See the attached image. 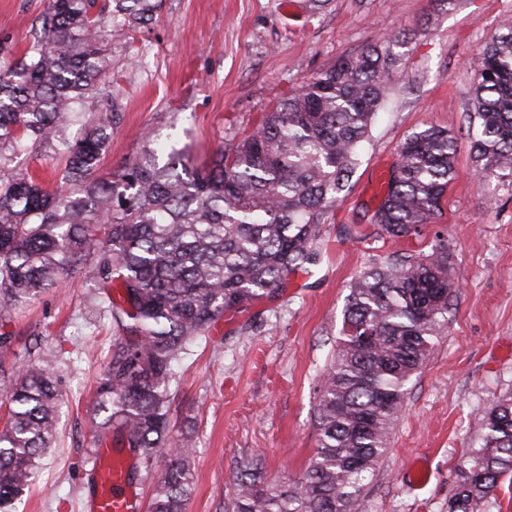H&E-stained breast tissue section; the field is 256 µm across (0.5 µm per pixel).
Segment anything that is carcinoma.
<instances>
[{"instance_id": "obj_1", "label": "carcinoma", "mask_w": 512, "mask_h": 512, "mask_svg": "<svg viewBox=\"0 0 512 512\" xmlns=\"http://www.w3.org/2000/svg\"><path fill=\"white\" fill-rule=\"evenodd\" d=\"M164 0H49L21 54L0 39V348L13 312L85 272L112 322V348L94 394L98 439L114 433L151 471L148 512H186L195 491L194 436H173L174 364L226 317L273 300L321 259L323 224L346 191L377 113L401 76L398 37L383 35L274 101L251 130H235L210 161L147 136L114 175L98 176L116 115L87 119V100L109 104L107 15L138 31ZM467 139L480 186L512 187V20L472 59ZM81 130L74 139L69 131ZM38 148L65 160L49 187L10 166ZM458 139L429 127L400 143L370 230L347 239L421 237L456 176ZM458 288L448 237L431 251L394 253L349 286L332 363L319 383L316 448L294 489L242 465L232 512H358L364 481L387 449L404 401ZM60 384L54 360L20 373L0 366V512L33 488L54 442ZM480 446L458 468L448 512H488L512 473V394L481 420Z\"/></svg>"}]
</instances>
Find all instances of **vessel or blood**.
Instances as JSON below:
<instances>
[{"mask_svg":"<svg viewBox=\"0 0 512 512\" xmlns=\"http://www.w3.org/2000/svg\"><path fill=\"white\" fill-rule=\"evenodd\" d=\"M91 474L95 493L89 503V512H141L140 500L126 490L128 470L123 461L99 455Z\"/></svg>","mask_w":512,"mask_h":512,"instance_id":"1","label":"vessel or blood"}]
</instances>
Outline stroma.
I'll use <instances>...</instances> for the list:
<instances>
[{
	"instance_id": "obj_1",
	"label": "stroma",
	"mask_w": 512,
	"mask_h": 512,
	"mask_svg": "<svg viewBox=\"0 0 512 512\" xmlns=\"http://www.w3.org/2000/svg\"><path fill=\"white\" fill-rule=\"evenodd\" d=\"M46 7L47 0H0V37L23 52ZM508 17L512 0H330L315 15L304 0H165L134 39L108 23L119 121L104 175L118 172L153 130L204 164L230 131L253 125L312 73L383 34L404 40L403 78L323 226L320 265L290 280L277 301L222 324L175 366L171 422L192 430L197 442L188 512H228L241 461L262 460L266 478L285 486L306 468L316 446L317 387L348 285L398 249L341 238V227L369 224L381 199L372 187L377 171L390 169L407 134L432 125L459 136L457 177L441 217L413 246L428 250L436 230L446 229L461 288L448 329L410 384L388 449L365 483L361 512H448L457 468L478 445L482 416L512 392V190L485 202L463 136L471 58ZM8 329L14 341L0 350V363L19 368L55 355L63 394L54 446L14 512H80L96 455L93 391L112 323L78 273L18 308Z\"/></svg>"
}]
</instances>
